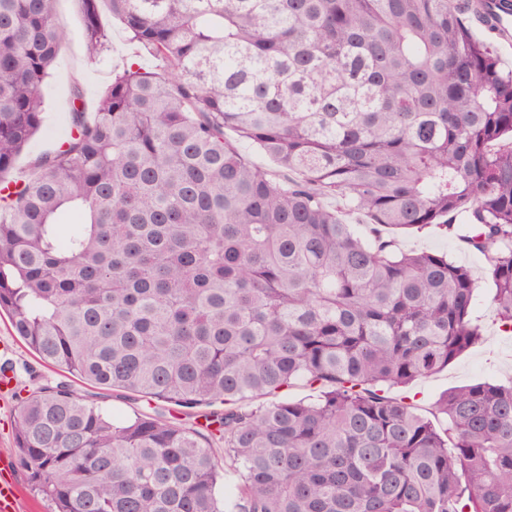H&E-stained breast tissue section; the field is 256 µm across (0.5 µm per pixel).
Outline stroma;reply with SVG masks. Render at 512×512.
Listing matches in <instances>:
<instances>
[{
    "label": "stroma",
    "mask_w": 512,
    "mask_h": 512,
    "mask_svg": "<svg viewBox=\"0 0 512 512\" xmlns=\"http://www.w3.org/2000/svg\"><path fill=\"white\" fill-rule=\"evenodd\" d=\"M56 18L69 34L59 47L60 65L48 80L50 92L44 104V128L31 146L26 148L17 161L20 169H28L31 160L39 153L54 150L65 135V118L70 108V87L73 83L84 86L87 104H94L96 91L104 88L112 78L113 70L122 69L127 61L138 60L147 70L160 68L157 59L129 39L128 33L118 21H110V63L103 66L79 56L83 46L82 18L76 0H53ZM398 246L404 251H442L471 270L480 284L471 318L485 336L483 342L463 353L441 371L415 381L406 394L422 408H431L448 389L493 380L505 383L512 380V334L499 331L496 313L491 305L492 290L488 286L485 265L477 256L462 250L439 232H407L397 236ZM8 341L10 348L0 350V362L9 361L14 367L15 388L5 396L0 407V453L15 456L14 420L19 400L39 384L71 383L68 374L44 366L33 350L16 336L8 317H0V341Z\"/></svg>",
    "instance_id": "1"
}]
</instances>
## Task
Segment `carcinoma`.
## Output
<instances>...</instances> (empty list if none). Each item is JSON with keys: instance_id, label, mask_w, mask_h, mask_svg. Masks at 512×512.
<instances>
[{"instance_id": "cac0c4a2", "label": "carcinoma", "mask_w": 512, "mask_h": 512, "mask_svg": "<svg viewBox=\"0 0 512 512\" xmlns=\"http://www.w3.org/2000/svg\"><path fill=\"white\" fill-rule=\"evenodd\" d=\"M491 1L512 12L77 0L90 59L106 12L161 71L128 63L92 112L73 84L65 137L18 171L65 34L52 0H0V310L43 363L186 416L36 385L15 447L53 512H225L214 438L235 512H512V382L429 417L390 393L483 340L471 271L395 232L481 257L512 333V69L471 24ZM298 381L317 395L286 397Z\"/></svg>"}]
</instances>
